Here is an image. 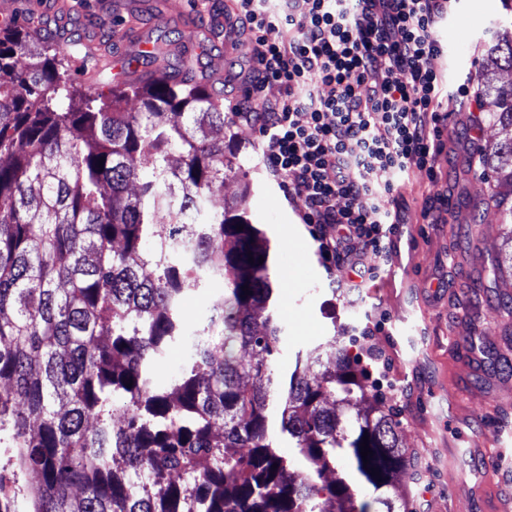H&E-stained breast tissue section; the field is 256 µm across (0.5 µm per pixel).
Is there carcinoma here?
Instances as JSON below:
<instances>
[{
    "instance_id": "cac0c4a2",
    "label": "carcinoma",
    "mask_w": 512,
    "mask_h": 512,
    "mask_svg": "<svg viewBox=\"0 0 512 512\" xmlns=\"http://www.w3.org/2000/svg\"><path fill=\"white\" fill-rule=\"evenodd\" d=\"M34 23L0 32V512H405L399 423L369 402L342 337L274 368L282 328L249 183L211 205L242 167L224 104L190 66L88 93L79 43ZM493 29L480 77L508 137L482 174L512 220V88L497 83L512 19ZM215 278L219 342L187 335L182 309ZM181 343L189 359L159 378ZM360 484L376 496L358 501Z\"/></svg>"
}]
</instances>
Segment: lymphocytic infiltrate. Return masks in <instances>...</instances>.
I'll return each instance as SVG.
<instances>
[{
    "label": "lymphocytic infiltrate",
    "instance_id": "f902f5d3",
    "mask_svg": "<svg viewBox=\"0 0 512 512\" xmlns=\"http://www.w3.org/2000/svg\"><path fill=\"white\" fill-rule=\"evenodd\" d=\"M454 0H235L224 33L249 89L235 115L256 128L270 174L300 212L339 287L376 279L399 224L387 199L410 169L433 172L449 115L432 62ZM296 31L279 36L282 26ZM279 85L280 98H262ZM385 182H378V175Z\"/></svg>",
    "mask_w": 512,
    "mask_h": 512
}]
</instances>
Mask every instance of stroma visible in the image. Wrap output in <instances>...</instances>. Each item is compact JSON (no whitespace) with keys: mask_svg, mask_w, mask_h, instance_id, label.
<instances>
[{"mask_svg":"<svg viewBox=\"0 0 512 512\" xmlns=\"http://www.w3.org/2000/svg\"><path fill=\"white\" fill-rule=\"evenodd\" d=\"M65 26L81 40L99 38L112 50L109 70L96 90L152 45H168L171 67L190 54L202 79L214 68L229 70L241 54L226 51L217 18L232 0H66ZM470 37L462 38L471 62L456 66L440 56L433 67L442 80L439 107L450 113L448 142L435 158V176L411 169L396 192L403 204L400 237L379 262L378 278L355 297L334 292L333 280L301 223L294 204L270 175L258 132L231 122L236 150L252 186L247 209L271 240L275 313L282 326L275 366L291 370L297 352L333 335L343 336L358 356L375 354L385 365L382 388L364 377L383 410L400 424L410 466L402 476L406 512H482L470 490L472 472L489 468L490 495L512 498V276L493 278L501 259V211L491 181L468 153L491 148L498 129L484 119L482 102L461 99L459 89L479 87L478 73L493 22L512 9L507 0H458ZM447 198L445 223L422 217L426 199ZM380 331L366 337L367 324ZM477 351L480 363L469 360ZM485 456H478V449Z\"/></svg>","mask_w":512,"mask_h":512,"instance_id":"1","label":"stroma"}]
</instances>
